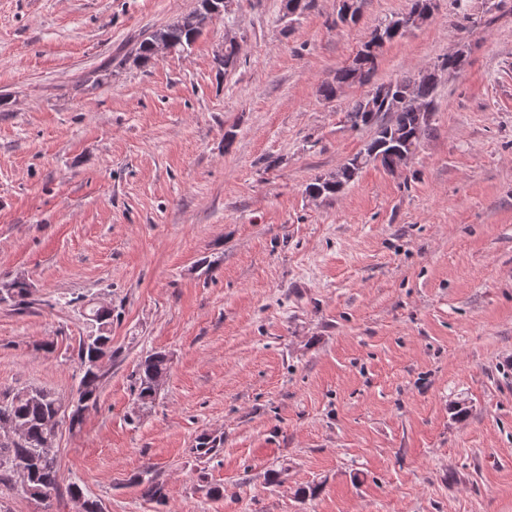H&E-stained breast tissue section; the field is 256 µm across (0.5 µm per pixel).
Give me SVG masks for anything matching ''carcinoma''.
<instances>
[{
  "label": "carcinoma",
  "instance_id": "carcinoma-1",
  "mask_svg": "<svg viewBox=\"0 0 512 512\" xmlns=\"http://www.w3.org/2000/svg\"><path fill=\"white\" fill-rule=\"evenodd\" d=\"M215 0H199L198 7L172 24L156 31L139 45L138 59L147 63L152 59L153 47L159 42L169 44L171 50L183 52L191 47L202 32L204 16L210 13L208 5ZM432 0H409L407 10L397 16L403 23L417 19L430 8ZM240 44L236 39L224 40V53L214 56L217 71L228 72L238 61ZM379 53L359 50L347 64L338 68L330 80L321 83L320 96L332 99L339 89L370 83L377 66ZM464 58L445 56L437 63L420 70L415 77H405L377 84L362 98L356 100L347 112L351 128L370 127L372 138L364 148L348 158L336 171L319 176L309 183L306 191L324 197H335L357 177L360 170L376 163L387 171L407 164L410 138L415 130L425 135L430 129V113L421 108H433L438 85L437 68L447 66L461 69ZM391 118H386V115ZM14 296L9 303L21 306L27 303L30 286L15 278ZM89 335L79 340L77 358L84 365L94 359L112 358V306L87 309ZM170 359L161 351L142 358L133 374L132 391L142 410L152 406L156 386L167 377ZM102 372L80 370L79 388L91 405H97ZM58 399L50 390L38 387L16 390L0 399V483L18 479L25 494L33 499L46 500L60 488V465L55 444L58 431L49 427L57 413ZM223 436L202 434L195 445L196 452L207 455L217 451ZM70 499L79 504L78 512H102L98 500L88 496L78 481L67 486Z\"/></svg>",
  "mask_w": 512,
  "mask_h": 512
}]
</instances>
